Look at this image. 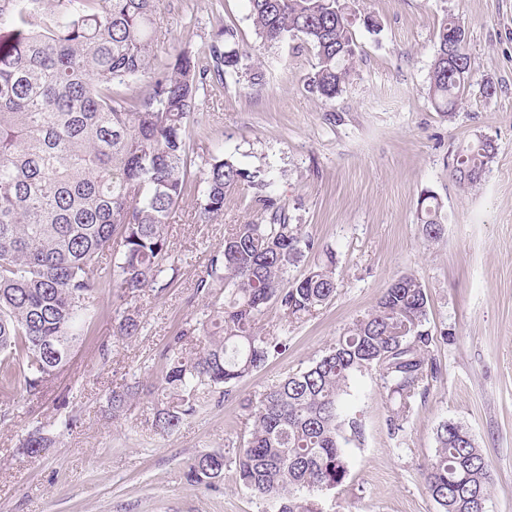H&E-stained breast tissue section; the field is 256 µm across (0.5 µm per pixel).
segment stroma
Returning a JSON list of instances; mask_svg holds the SVG:
<instances>
[{"label":"stroma","mask_w":512,"mask_h":512,"mask_svg":"<svg viewBox=\"0 0 512 512\" xmlns=\"http://www.w3.org/2000/svg\"><path fill=\"white\" fill-rule=\"evenodd\" d=\"M355 16L356 56L343 91L325 100L307 87L315 58L298 40L265 47L247 0H158L165 34L161 58L210 42L232 26L247 69L197 97L189 136L197 170L217 153L267 168L288 221L336 252L335 297L315 315L286 322L278 308L260 321L286 330L285 350L240 380L229 395H210L172 433L156 434L151 394L171 336L207 305L197 292L211 257L234 225L259 219L253 193L228 198L221 219L198 218L187 195L168 226L177 271L162 291L124 301L101 284L95 316L66 370L31 395L17 389L0 416V512H262L233 469L212 486L189 483L197 455L234 451L251 429L247 402L288 373L307 367L376 304L385 288L415 275L429 299L430 352L439 372L417 400L404 430L386 426L391 402L373 374L355 378L347 400L362 422L350 446V471L323 502L326 512H438L424 471L436 454L443 420L471 430L490 467L486 512H512V0H345ZM464 24L472 82L453 118L428 94L436 29L447 15ZM371 17L376 27H365ZM263 79L251 83L249 69ZM493 95H486V87ZM480 137L497 153L479 189L461 191L450 176L454 152ZM442 204V237L425 240L420 199ZM143 327L115 336L126 305ZM138 385L122 420L106 410L112 389ZM72 414L78 424L60 431ZM55 436L38 458L18 451L32 426Z\"/></svg>","instance_id":"stroma-1"}]
</instances>
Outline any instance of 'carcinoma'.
<instances>
[{
    "instance_id": "1",
    "label": "carcinoma",
    "mask_w": 512,
    "mask_h": 512,
    "mask_svg": "<svg viewBox=\"0 0 512 512\" xmlns=\"http://www.w3.org/2000/svg\"><path fill=\"white\" fill-rule=\"evenodd\" d=\"M248 5L263 44L295 37L311 47L312 92L332 99L342 91L356 42L341 0ZM456 32L465 34L457 19L441 22L429 74L430 98L448 118L471 75L466 49L448 46ZM160 33L156 0H0V395L19 385L34 395L68 365L101 284L130 298L169 286L166 273L176 266L167 226L188 188L204 223L224 215L229 195L251 188L262 219L235 225L197 287L206 299L224 289V302L186 323L163 351L152 428L164 435L197 411L199 395L228 392L287 345L285 334L258 329L269 307L302 321L336 296L337 284L336 253L328 249L289 278L319 246L288 223L269 171L221 152L202 176L194 171L188 128L196 95L208 76L222 85L225 74L239 73L234 30H219L200 55L183 49L158 65ZM495 154L487 137L458 148L452 179L464 190L476 187ZM441 208L433 194L421 201L417 220L428 240L443 231ZM114 246L112 263H103ZM427 308L416 277L394 280L323 356L247 406L252 429L234 457L200 454L187 480L210 486L232 464L239 486L268 512H324L325 495L349 473L348 445L360 433L357 420L342 415L350 381L378 374L394 401L386 425L397 437L436 378L429 353L439 338L426 326ZM140 331L138 311L118 314L116 335ZM193 340L198 347L189 351ZM137 394L134 386L111 391L112 419ZM436 443L425 488L440 512H485L490 472L470 429L444 420ZM53 444L39 425L19 450L36 458Z\"/></svg>"
}]
</instances>
